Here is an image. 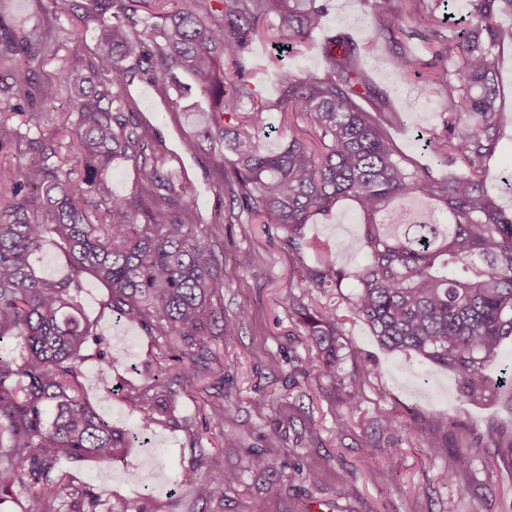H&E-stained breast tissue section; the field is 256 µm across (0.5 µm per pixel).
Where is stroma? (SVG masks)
<instances>
[{
    "label": "stroma",
    "instance_id": "stroma-1",
    "mask_svg": "<svg viewBox=\"0 0 512 512\" xmlns=\"http://www.w3.org/2000/svg\"><path fill=\"white\" fill-rule=\"evenodd\" d=\"M326 5L323 29L314 32L302 50L278 52L269 41L252 44L251 82L261 98L278 93L266 66L271 55H280L281 72L295 75L321 69L318 47L335 31L365 41L369 0H326ZM401 25V47L416 60L409 79L398 81L391 66H378V59L391 55L384 41L363 51L362 67L404 118L403 125L390 128L391 138L406 158L423 162L441 131L446 98L426 82L440 65L436 45L409 38V31L418 26L414 16L404 15ZM129 93L141 121L157 131L167 168L194 183L191 206L201 228L221 238L222 262L238 271L221 294L225 321L237 319L244 305L251 315L235 336L213 345L224 360L223 383L209 379L181 390L171 405V422L158 425L149 442L132 441L125 456L113 463L90 457L60 459L63 471L97 493L96 512H119L124 504L145 500L155 512H302L316 505L329 512H512V338L502 342L483 369L488 381L501 384L497 399L487 401L469 399L450 370L416 353L381 346L368 324L347 308L353 281L322 291L301 287L300 266L317 262V253L289 252L277 232L261 224L212 223L218 205L209 173L212 144L203 140L195 153L185 152V140L195 134L187 113L175 111L170 100L148 84L133 82ZM484 179L499 204L512 209V190L506 187L512 180V125L500 129L498 149ZM362 232V218L347 199L314 216L304 228L306 238L328 243L338 262L352 272L365 262L359 247ZM106 295L99 281L85 279L82 307L96 321L117 363L107 373L97 361L86 362L82 383L106 420L131 433L139 411L128 400V389L143 383L160 351L155 337L102 310ZM296 298L335 305L337 315L346 319L336 379L319 371L317 345L292 313ZM354 390L360 393V405L351 410L348 395ZM213 403L223 404L224 425L210 428L201 448H194L191 434L201 428ZM384 413L398 418L397 427L378 430L376 420ZM340 414L347 420L341 430L336 427ZM443 416L450 428L440 427ZM492 423L502 430L499 447L457 466L459 445L481 440ZM273 428L280 434L276 455L303 470L299 479L281 480L275 490L248 470L251 454L264 448ZM433 445L439 454L430 453ZM379 448L400 457L398 473L390 476L385 469L370 467L369 457ZM204 452L222 454L225 465L243 473L242 485L225 491L223 499H202L196 487L178 480L180 471L194 466ZM147 465L160 476L149 487L135 478ZM449 468L456 476L446 483L439 474Z\"/></svg>",
    "mask_w": 512,
    "mask_h": 512
}]
</instances>
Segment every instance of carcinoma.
<instances>
[{
	"mask_svg": "<svg viewBox=\"0 0 512 512\" xmlns=\"http://www.w3.org/2000/svg\"><path fill=\"white\" fill-rule=\"evenodd\" d=\"M133 2L51 0L53 9L30 28L0 9V344L22 345L17 357L0 354V504L28 467L40 486L28 492L24 512H95L96 496L59 472V459L108 462L130 446L127 433L81 394L83 363L95 358L110 370L113 362L78 300L84 276L108 288L114 314L164 340L157 369L129 393L140 434L170 419L178 387L203 375L224 382V361L210 345L233 335L234 326L213 297L237 273L219 261L218 242L198 231L189 205L194 185L164 171L156 135L127 92L136 80L167 98L207 101L187 111L196 113L202 137L231 153L215 155L212 178L227 203L211 223L257 220L280 232L289 251L321 254L302 265V287L340 288L355 279L350 309L382 346L447 368L474 393L485 363L512 337V209L483 179L498 129L512 123L496 90L499 49L512 43V27L497 18L512 13V0H469L472 24L446 37L434 24L444 0H407L423 23L413 35L437 44L436 57L446 62L429 82L448 95L433 161L465 169L448 179L401 156L387 132L401 114L362 70L361 47L347 32L326 37L318 72L288 75L270 58L281 86L276 100L259 98L249 84L250 44L268 37L304 42L324 25V0H158L159 11L145 15ZM401 2L372 0L367 43L396 40ZM272 15L278 24L269 28ZM92 24L99 29L93 49L84 38ZM63 48L66 66L40 78L37 69ZM391 64L404 79L413 61L400 51ZM59 100L70 118L66 144L42 130L48 106ZM273 111L308 123L277 151L262 142ZM226 118L236 125L227 127ZM24 150L30 162H7ZM117 158L138 173L139 191L129 196L112 194L106 181ZM412 195L435 202L448 223L432 212L413 218L388 210ZM341 199L363 217L366 262L354 275L331 259L328 245L303 236L313 216ZM57 239L70 270L47 279L30 258ZM292 307L320 348L323 375L335 379L343 319L299 300ZM278 442L277 432L267 434L266 448L249 462L254 474L284 471L271 452ZM499 444L491 425L458 462ZM204 464L206 495L241 484L242 474L224 460L209 456Z\"/></svg>",
	"mask_w": 512,
	"mask_h": 512,
	"instance_id": "1",
	"label": "carcinoma"
}]
</instances>
